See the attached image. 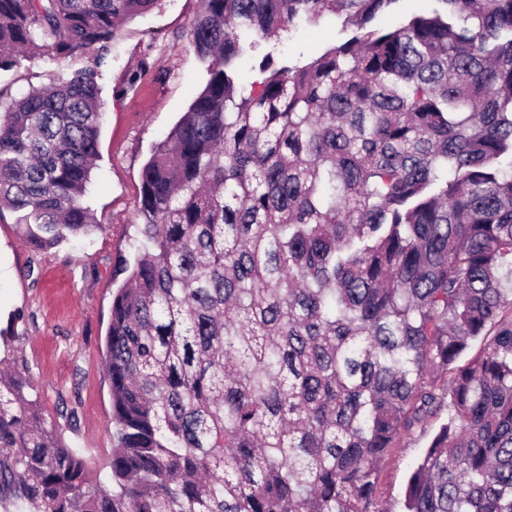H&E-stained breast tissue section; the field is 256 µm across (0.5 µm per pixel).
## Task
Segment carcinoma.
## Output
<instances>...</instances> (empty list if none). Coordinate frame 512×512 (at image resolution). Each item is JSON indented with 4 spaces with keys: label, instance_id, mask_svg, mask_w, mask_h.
Segmentation results:
<instances>
[{
    "label": "carcinoma",
    "instance_id": "obj_1",
    "mask_svg": "<svg viewBox=\"0 0 512 512\" xmlns=\"http://www.w3.org/2000/svg\"><path fill=\"white\" fill-rule=\"evenodd\" d=\"M203 0L206 83L141 171L112 299L110 484L44 415L0 330V512H385L379 464L448 410L403 512H512V0ZM159 0H0V207L43 251L84 203L128 20ZM343 20L305 64H234L298 22ZM480 349L464 364L474 341ZM433 6L434 3L429 1H401L383 14L381 22L384 25L395 24L414 11L430 9ZM87 57L77 60L56 62L47 58L27 59L20 57V64L10 70H0V87L7 88L14 96H19L32 88L47 86L51 73L57 69L76 70L91 66Z\"/></svg>",
    "mask_w": 512,
    "mask_h": 512
}]
</instances>
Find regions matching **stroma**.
I'll list each match as a JSON object with an SVG mask.
<instances>
[{"label": "stroma", "mask_w": 512, "mask_h": 512, "mask_svg": "<svg viewBox=\"0 0 512 512\" xmlns=\"http://www.w3.org/2000/svg\"><path fill=\"white\" fill-rule=\"evenodd\" d=\"M199 0H160L152 12L121 28L98 83L107 102L100 156L86 202L99 225L92 234L37 251L13 216L0 221V328L13 326L12 345L26 359L63 441L76 448L90 478L107 481L116 445L104 339L117 284L112 272L132 257L139 222L140 173L204 86V68L188 44ZM340 20L298 23L290 37L271 40L279 58L309 60L336 44ZM88 58L21 59L0 70V87L18 96L47 86L52 72L89 67ZM440 424L405 434L384 457L378 490L388 512H401L407 480Z\"/></svg>", "instance_id": "stroma-1"}]
</instances>
